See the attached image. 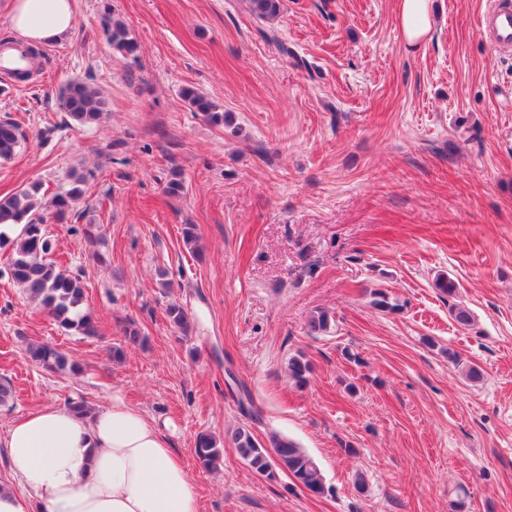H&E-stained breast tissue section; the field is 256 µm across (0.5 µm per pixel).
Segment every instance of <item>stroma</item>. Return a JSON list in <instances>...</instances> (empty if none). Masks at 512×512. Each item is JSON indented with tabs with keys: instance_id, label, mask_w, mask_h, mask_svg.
Returning <instances> with one entry per match:
<instances>
[{
	"instance_id": "stroma-1",
	"label": "stroma",
	"mask_w": 512,
	"mask_h": 512,
	"mask_svg": "<svg viewBox=\"0 0 512 512\" xmlns=\"http://www.w3.org/2000/svg\"><path fill=\"white\" fill-rule=\"evenodd\" d=\"M107 5L136 56L107 43ZM486 6L433 0L434 32L411 50L397 0H283L270 24L246 0H75L71 37L43 48L36 76L0 77V120L24 135L0 162V196L36 183L49 203L79 186L66 221L40 214L100 334L30 303L0 247V383L14 390L0 436L49 404L118 398L162 427L202 512H452L459 485L467 512H512V55L482 39ZM71 78L107 97L100 124L59 108ZM186 87L228 122L192 112ZM442 274L455 297L435 288ZM378 287L397 311L371 308ZM173 302L190 335L168 322ZM455 303L473 326L452 319ZM316 310L334 319L321 336L305 326ZM129 327L144 344H126ZM32 342L80 374L44 371ZM300 353L313 366L302 388L287 372ZM239 426L294 440L325 494L254 473L230 439ZM202 433L223 446L216 469L197 460Z\"/></svg>"
}]
</instances>
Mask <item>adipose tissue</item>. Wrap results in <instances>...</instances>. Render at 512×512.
<instances>
[{
	"label": "adipose tissue",
	"instance_id": "obj_1",
	"mask_svg": "<svg viewBox=\"0 0 512 512\" xmlns=\"http://www.w3.org/2000/svg\"><path fill=\"white\" fill-rule=\"evenodd\" d=\"M15 35L56 44L75 26L74 0H6ZM403 42L429 40L432 0H398ZM8 471L0 512H201L195 484L167 440L122 401L83 417L51 405L14 421L0 437Z\"/></svg>",
	"mask_w": 512,
	"mask_h": 512
}]
</instances>
